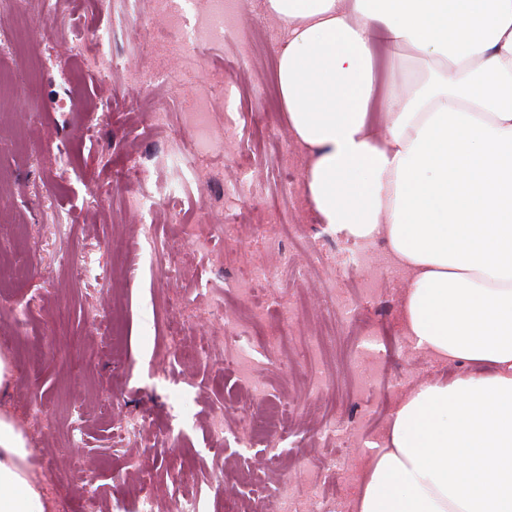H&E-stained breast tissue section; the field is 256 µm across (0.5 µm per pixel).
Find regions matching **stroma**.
I'll list each match as a JSON object with an SVG mask.
<instances>
[{
  "label": "stroma",
  "mask_w": 512,
  "mask_h": 512,
  "mask_svg": "<svg viewBox=\"0 0 512 512\" xmlns=\"http://www.w3.org/2000/svg\"><path fill=\"white\" fill-rule=\"evenodd\" d=\"M121 0H15L0 12V34L25 32L24 48L0 44V71L19 93L0 98V354L12 376L0 388V413L25 433L31 472L48 485L51 512H78L95 490L102 512H141L142 474L151 472L152 512H224L236 490L251 512H264L252 478L270 492L287 488L296 512L315 492L350 512L356 490L344 477L322 480L326 457L338 454L339 433L359 428L350 449L362 466L364 448L379 440L392 406L419 383L465 372L405 349L387 356L373 385L359 382L370 363L327 358L323 374L336 394L328 405L305 374L308 338L320 333L357 343L352 326L327 307V285L355 309L371 302L390 341L401 337L404 281L370 256L355 278L336 264L335 234L306 202H293L306 158L280 113L253 134L265 95L275 89L278 29L263 0L232 9L235 30L224 45L163 59L153 45L170 38L153 16L144 31L121 28ZM162 69L145 93L135 74ZM204 99L202 127L183 124L184 107ZM112 110L102 113L104 102ZM171 114L151 124L147 108ZM237 128L208 172L172 156L194 138H222L226 111ZM253 167L239 175L237 154ZM147 163L148 179L130 177ZM257 200L238 235L225 238V191ZM290 268H282V258ZM180 269L167 275L168 266ZM279 267L253 298L277 310L301 297L316 306L299 316L285 349L260 350L254 374L283 404L285 432L276 447L239 439L240 414L225 406L242 389L224 351L235 343L215 307L243 315L232 283L252 266ZM224 411L222 434L213 431ZM145 415L147 429L128 432ZM106 439L103 448L93 438Z\"/></svg>",
  "instance_id": "obj_1"
}]
</instances>
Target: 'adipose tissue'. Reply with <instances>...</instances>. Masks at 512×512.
Returning a JSON list of instances; mask_svg holds the SVG:
<instances>
[{"mask_svg":"<svg viewBox=\"0 0 512 512\" xmlns=\"http://www.w3.org/2000/svg\"><path fill=\"white\" fill-rule=\"evenodd\" d=\"M263 5L307 201L406 272L412 349L469 367L395 404L353 512H512V0ZM383 46L434 57L436 82L412 89L394 57L378 78ZM30 454L0 415V512H49Z\"/></svg>","mask_w":512,"mask_h":512,"instance_id":"1","label":"adipose tissue"}]
</instances>
